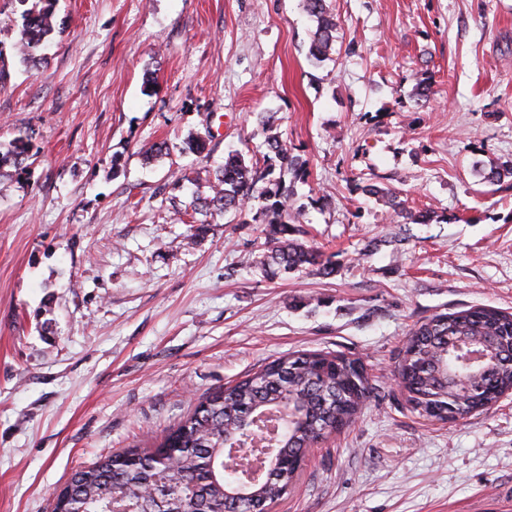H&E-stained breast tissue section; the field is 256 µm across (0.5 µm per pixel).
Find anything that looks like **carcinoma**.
Listing matches in <instances>:
<instances>
[{
	"instance_id": "carcinoma-1",
	"label": "carcinoma",
	"mask_w": 512,
	"mask_h": 512,
	"mask_svg": "<svg viewBox=\"0 0 512 512\" xmlns=\"http://www.w3.org/2000/svg\"><path fill=\"white\" fill-rule=\"evenodd\" d=\"M17 2L22 11L16 51L22 61L35 62L58 26L57 0ZM303 4L316 22L308 59L318 66L330 59L340 22L326 0ZM275 122L272 114L258 117L268 147L262 161L252 163L242 151H228L208 180L210 194L196 197L194 206L220 216L257 201L253 220L269 227L259 264L274 274H332L333 255L290 237L303 209L296 184L306 181L307 165L288 150ZM29 151L28 139L18 136L0 162L8 158L20 168ZM354 183L408 224L438 218L432 209L406 207L393 188ZM395 377L407 405L423 417L455 420L491 407L512 390V314L478 307L433 315L411 330ZM372 392L362 364L343 354L305 351L277 358L213 392L154 447L126 448L77 470L69 481L68 510L113 512L135 499L141 512H269L292 484L308 449L353 424ZM229 440H240L249 450L232 463L237 476L263 448H275L274 461L264 480L251 487L246 505L226 494Z\"/></svg>"
}]
</instances>
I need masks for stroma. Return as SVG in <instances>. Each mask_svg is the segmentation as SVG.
<instances>
[{"mask_svg": "<svg viewBox=\"0 0 512 512\" xmlns=\"http://www.w3.org/2000/svg\"><path fill=\"white\" fill-rule=\"evenodd\" d=\"M328 4L341 28L317 67L302 0H59L25 65L0 0V144H32L0 166V512H52L77 468L305 350L360 359L374 391L271 512H512V391L441 422L394 376L417 323L512 313V178L486 179L512 161V0ZM261 112L307 162L300 238L333 274L257 265L254 208L190 207L229 150L265 154ZM359 175L446 221L398 222Z\"/></svg>", "mask_w": 512, "mask_h": 512, "instance_id": "35a3bbf8", "label": "stroma"}]
</instances>
